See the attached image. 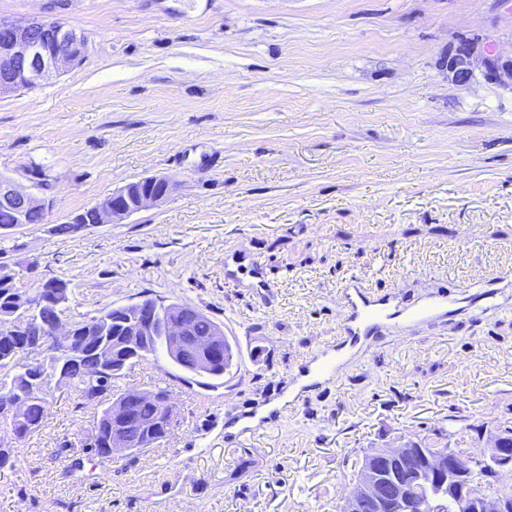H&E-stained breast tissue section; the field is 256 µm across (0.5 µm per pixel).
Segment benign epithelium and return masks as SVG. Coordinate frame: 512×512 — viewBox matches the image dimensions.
Instances as JSON below:
<instances>
[{"mask_svg":"<svg viewBox=\"0 0 512 512\" xmlns=\"http://www.w3.org/2000/svg\"><path fill=\"white\" fill-rule=\"evenodd\" d=\"M85 49V38L60 21L31 20L25 24L0 18V96L20 88L38 85L52 72L78 62ZM481 69L488 81L512 80V57L503 58L487 45L476 52L470 43H462L448 56V73L452 80L467 86L474 78L475 69ZM162 190H147L134 205L139 211L156 206L167 199L172 185L165 178L150 177ZM125 190L112 194V205L100 210V223L118 224L131 214L125 205ZM0 206L13 211L16 223L23 224L30 210L45 214L53 208L46 197L19 186L9 177H0ZM21 302L10 315V327L18 337L12 348V359L20 365L35 367L50 363L57 367L55 379L64 380V373L73 358L74 345L93 340L91 336H77L75 324L57 318L46 325L51 335L33 331L39 311L55 307L61 302L62 290L58 282L45 281L44 289L31 294L15 289ZM133 327V335L126 348L128 356L119 363L124 370L126 362L144 351L138 349L140 340L162 330L168 342L178 352L190 353L204 365L224 354V330L213 329L211 335H188L190 311L175 310L164 323L157 320V310L150 303L138 301L125 309ZM145 400L154 403L157 421L168 430L176 424L178 412L170 392L125 390L112 398V454L130 451L131 432L142 435L141 448L157 445L155 427L145 424L138 408ZM27 401L19 394L0 390V409L23 416ZM512 473V425L504 424L489 433L487 449L472 453L451 443H439L428 453L417 455L408 446L401 448H373L361 462L358 477L344 497L341 512H443L440 499L424 493L427 485L448 490L452 512H512V493L502 484V476Z\"/></svg>","mask_w":512,"mask_h":512,"instance_id":"1","label":"benign epithelium"}]
</instances>
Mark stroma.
Listing matches in <instances>:
<instances>
[{
  "mask_svg": "<svg viewBox=\"0 0 512 512\" xmlns=\"http://www.w3.org/2000/svg\"><path fill=\"white\" fill-rule=\"evenodd\" d=\"M0 17L86 39L58 76L0 96V176L54 200L46 223L0 233V267L24 290L69 281L64 321L154 294L242 349L213 388L162 352L133 366L122 389H168L179 419L123 456L88 459L100 409L55 390L0 512H339L364 450L441 431L477 452L512 422V87L448 75L465 39L512 54V0H0ZM149 176L173 185L160 205L51 232ZM235 251L268 295L227 283ZM354 274L410 299L505 280L487 313L383 337L237 437L335 337Z\"/></svg>",
  "mask_w": 512,
  "mask_h": 512,
  "instance_id": "1",
  "label": "stroma"
}]
</instances>
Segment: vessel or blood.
I'll return each instance as SVG.
<instances>
[{
    "instance_id": "vessel-or-blood-1",
    "label": "vessel or blood",
    "mask_w": 512,
    "mask_h": 512,
    "mask_svg": "<svg viewBox=\"0 0 512 512\" xmlns=\"http://www.w3.org/2000/svg\"><path fill=\"white\" fill-rule=\"evenodd\" d=\"M495 290L437 291L408 301L392 293L375 294L361 278H352L341 291L342 319L335 339L325 344L302 366L291 385L286 407L295 410L316 385L340 376L343 365L367 348L374 336H394L435 322H449L460 315L482 313Z\"/></svg>"
}]
</instances>
